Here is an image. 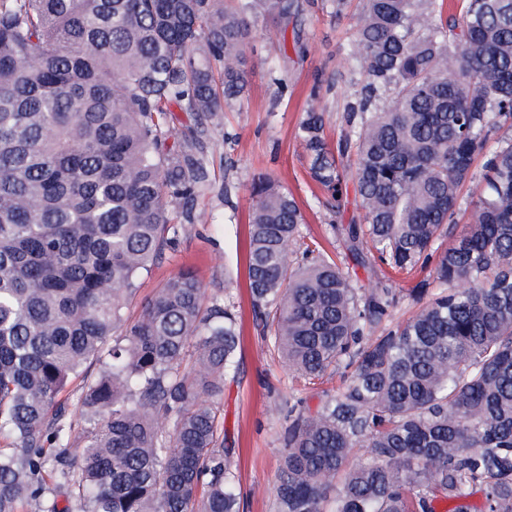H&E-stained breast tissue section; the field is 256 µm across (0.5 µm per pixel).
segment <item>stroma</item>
Masks as SVG:
<instances>
[{"mask_svg":"<svg viewBox=\"0 0 512 512\" xmlns=\"http://www.w3.org/2000/svg\"><path fill=\"white\" fill-rule=\"evenodd\" d=\"M354 52L349 19L322 10L307 12L285 30L271 22L258 24L247 50L246 97L209 128L206 159L212 182L196 203L204 219L177 225L161 258L140 275L126 311L129 320H137L155 291L184 269L194 271L207 295L234 302L243 332L238 368L224 380V433L235 450L244 512H274L290 394L300 391L312 408L321 396L320 388L301 391L292 383L287 364L269 350L253 316L246 266L252 183L261 175L277 178L299 201L308 233L325 240L336 216L310 177L297 130L316 88L325 111V133L329 140L339 138L345 103L360 79ZM281 75L289 88L287 98L279 101L274 79Z\"/></svg>","mask_w":512,"mask_h":512,"instance_id":"35a3bbf8","label":"stroma"}]
</instances>
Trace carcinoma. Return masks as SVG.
<instances>
[{
    "label": "carcinoma",
    "mask_w": 512,
    "mask_h": 512,
    "mask_svg": "<svg viewBox=\"0 0 512 512\" xmlns=\"http://www.w3.org/2000/svg\"><path fill=\"white\" fill-rule=\"evenodd\" d=\"M317 0H0V512H241L224 447L240 328L190 271L127 323L194 224L210 124L255 21ZM360 89L297 137L351 275L283 186L253 183L247 278L289 397L276 512H512V0H326ZM193 124L175 134L173 113ZM469 214L455 234L454 217ZM423 274L407 288L399 276ZM416 307L404 323L399 304ZM101 365L92 374L86 364ZM79 379L78 432L61 396Z\"/></svg>",
    "instance_id": "carcinoma-1"
}]
</instances>
